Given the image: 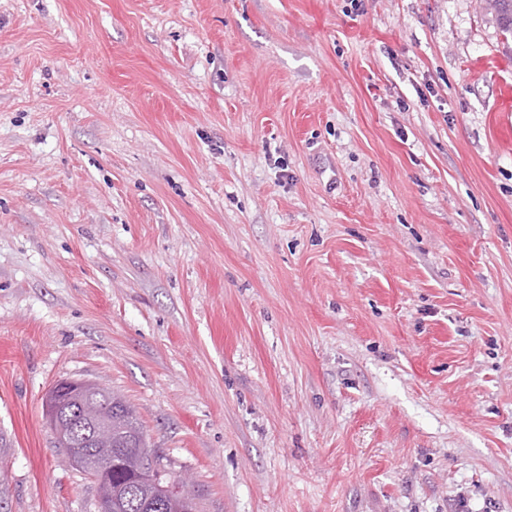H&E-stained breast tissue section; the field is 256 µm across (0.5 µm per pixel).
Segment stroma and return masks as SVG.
<instances>
[{
    "label": "stroma",
    "mask_w": 512,
    "mask_h": 512,
    "mask_svg": "<svg viewBox=\"0 0 512 512\" xmlns=\"http://www.w3.org/2000/svg\"><path fill=\"white\" fill-rule=\"evenodd\" d=\"M66 378L196 512H512L483 0H0V512H98ZM106 393V390L100 384H95L86 380L72 379L61 381L55 385L52 394L47 398L44 406L43 416L46 423L51 427L57 426L61 418V409L65 404L71 405L79 413L75 405L93 393Z\"/></svg>",
    "instance_id": "stroma-1"
}]
</instances>
